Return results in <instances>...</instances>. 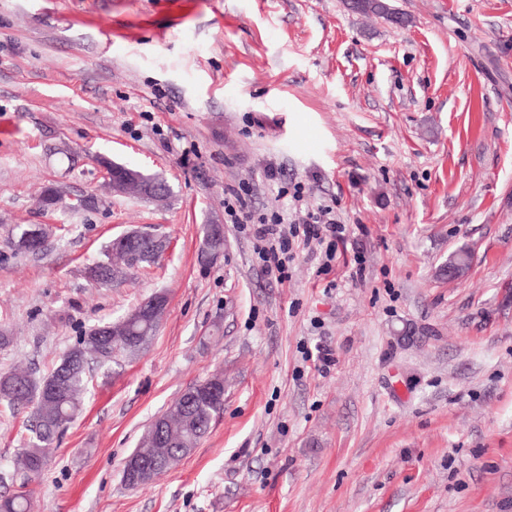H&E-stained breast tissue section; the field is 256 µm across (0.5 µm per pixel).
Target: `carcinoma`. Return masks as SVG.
I'll return each instance as SVG.
<instances>
[{"instance_id":"cac0c4a2","label":"carcinoma","mask_w":512,"mask_h":512,"mask_svg":"<svg viewBox=\"0 0 512 512\" xmlns=\"http://www.w3.org/2000/svg\"><path fill=\"white\" fill-rule=\"evenodd\" d=\"M350 9L364 15H384L392 20L396 15L385 0H349ZM22 226L10 244L14 254L37 255L47 249V238H42L26 249L17 245L23 236ZM104 270L107 284L122 279L130 265L127 253H112L107 246V261H98L87 268L90 279ZM156 328L142 321L111 337V343L101 345L97 328L84 332L63 355L61 361L49 373L38 376L30 367H16L0 373V406L12 412L29 411L27 430L30 433L27 447L10 461L0 473L3 485L15 487L13 491L0 493V512H29L27 485L38 476L46 464V455L64 428L73 422L79 412L90 383V368L106 366L125 355H134L148 343ZM224 409V400L191 402L187 392L180 396L163 413L165 432L173 447L156 448L149 436H144L135 452L142 456L163 453L167 467L176 466L190 448H195L208 432L215 416Z\"/></svg>"}]
</instances>
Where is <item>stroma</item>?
Segmentation results:
<instances>
[{
  "instance_id": "obj_1",
  "label": "stroma",
  "mask_w": 512,
  "mask_h": 512,
  "mask_svg": "<svg viewBox=\"0 0 512 512\" xmlns=\"http://www.w3.org/2000/svg\"><path fill=\"white\" fill-rule=\"evenodd\" d=\"M387 2L403 24L346 0H0V372L46 374L169 297L151 343L95 373L33 512H512V0ZM108 162L165 179L168 204L110 196ZM243 182L254 211L334 208L331 271L313 243L288 280L265 273L224 217ZM49 186L96 205L42 208ZM26 224L46 252L13 253ZM135 227L167 253L96 287L87 266ZM320 347L330 372L303 358ZM214 375L207 435L126 488L151 421ZM223 226L213 224L209 232L205 235L200 246V260L203 264H216L221 258L223 250L221 247V238H223Z\"/></svg>"
}]
</instances>
